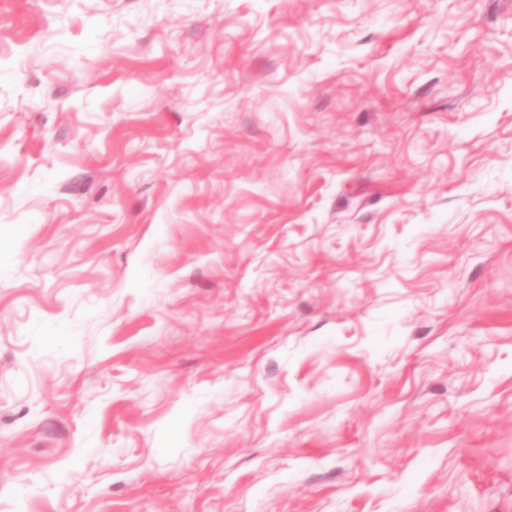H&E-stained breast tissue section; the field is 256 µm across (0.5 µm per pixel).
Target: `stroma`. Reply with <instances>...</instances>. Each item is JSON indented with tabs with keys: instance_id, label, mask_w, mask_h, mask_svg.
<instances>
[{
	"instance_id": "stroma-1",
	"label": "stroma",
	"mask_w": 512,
	"mask_h": 512,
	"mask_svg": "<svg viewBox=\"0 0 512 512\" xmlns=\"http://www.w3.org/2000/svg\"><path fill=\"white\" fill-rule=\"evenodd\" d=\"M0 512H512V0H0Z\"/></svg>"
}]
</instances>
